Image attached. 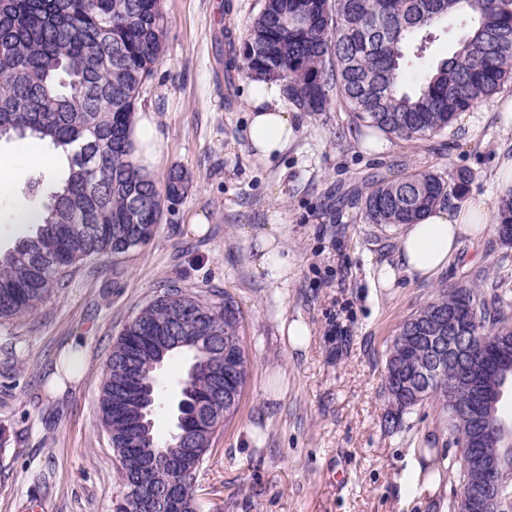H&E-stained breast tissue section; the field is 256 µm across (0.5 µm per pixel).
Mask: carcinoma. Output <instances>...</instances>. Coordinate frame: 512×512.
<instances>
[{"instance_id": "carcinoma-1", "label": "carcinoma", "mask_w": 512, "mask_h": 512, "mask_svg": "<svg viewBox=\"0 0 512 512\" xmlns=\"http://www.w3.org/2000/svg\"><path fill=\"white\" fill-rule=\"evenodd\" d=\"M450 19L466 35L451 55L429 63L418 40L432 38ZM167 18L161 0H0V117L9 136H35L69 146L59 176H29L23 224L35 232L0 252V325L35 310L67 287L73 269L87 260L118 257L148 244L163 210L184 198L188 177L175 168L163 187L131 158L128 129L141 93L164 51ZM226 72L276 79L294 108L323 112L336 102L351 128L374 127L413 141L447 131L456 117L495 97L512 83V0H262L247 36L228 43ZM424 71L414 90L403 87L408 70ZM463 187L431 170L372 180L362 196L370 224H413ZM499 224H512V187L501 195ZM465 307L472 322L456 343L422 328L436 308ZM243 316L228 294L193 292L168 285L123 327L102 369L99 419L117 461L124 492L113 512H147L141 482L172 488L168 512H199L192 480L219 430L237 414L251 361L241 336ZM185 342L162 362L185 360L176 420L164 438L154 431L160 365L153 337L165 327ZM498 339L512 350V291L496 282L440 286L401 324L387 351L383 388L395 409L383 420L398 431L403 415L425 401L440 407L457 452L432 459L433 470L470 495L484 480L480 458H495L512 471V415L501 412L512 388V360L503 364L492 410L493 433L468 418L469 398L457 363L480 340ZM236 355L221 396L213 388L224 372V350ZM194 452L183 451L182 434ZM157 466L140 474V458ZM512 501V480L498 486V500L480 512H498Z\"/></svg>"}]
</instances>
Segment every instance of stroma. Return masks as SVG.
Returning <instances> with one entry per match:
<instances>
[{
	"instance_id": "stroma-1",
	"label": "stroma",
	"mask_w": 512,
	"mask_h": 512,
	"mask_svg": "<svg viewBox=\"0 0 512 512\" xmlns=\"http://www.w3.org/2000/svg\"><path fill=\"white\" fill-rule=\"evenodd\" d=\"M165 56L142 93L167 143L154 180L171 167L191 183L154 239L119 257L87 261L69 285L38 309L0 326V512H112L121 496L109 437L99 422L101 370L123 325L174 283L230 293L243 314L252 367L239 410L199 470L200 512H445L450 482L420 475L423 440L451 448L434 402L414 408L386 433L385 353L401 323L441 285L501 275L512 287V246L488 231L462 240L447 268L428 280L401 276L376 288L373 272L395 262L400 225L370 224L356 198L372 178L431 169L468 181L457 205L501 194L492 180L503 138L492 102L469 111L483 143L462 119L417 141L390 139L379 154L348 132L338 107L297 113L298 137L269 162L247 140L248 79H224V40L242 42L261 0H162ZM22 182L0 188V250L30 232L11 215ZM205 215V233L192 222ZM279 223L288 276L266 280L252 236ZM311 329L292 348L286 326ZM79 351L77 371L62 358Z\"/></svg>"
}]
</instances>
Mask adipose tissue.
I'll list each match as a JSON object with an SVG mask.
<instances>
[{"label":"adipose tissue","instance_id":"adipose-tissue-1","mask_svg":"<svg viewBox=\"0 0 512 512\" xmlns=\"http://www.w3.org/2000/svg\"><path fill=\"white\" fill-rule=\"evenodd\" d=\"M249 125L247 136L253 155L269 161L295 139L296 119L282 104V90L276 81H253L248 85ZM128 139L132 159L146 176L161 167L167 145L158 128L155 113H136ZM500 202L494 196H480L462 206H436L419 221L408 225L399 242L396 265L383 266L382 282L395 283L398 275L429 278L444 269L458 247L461 235H481L494 224ZM256 263L267 281L277 283L288 274V259L282 253L280 228L269 225L252 241Z\"/></svg>","mask_w":512,"mask_h":512}]
</instances>
